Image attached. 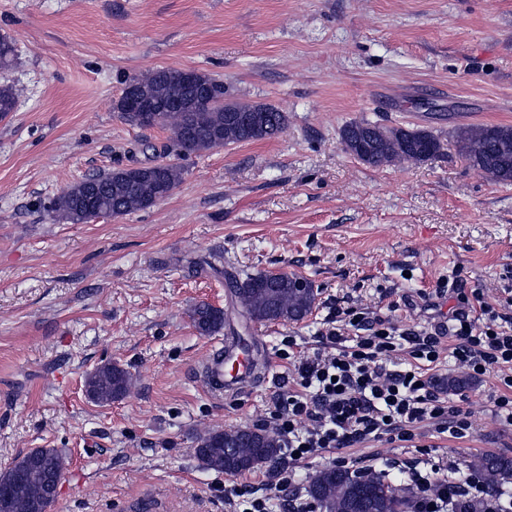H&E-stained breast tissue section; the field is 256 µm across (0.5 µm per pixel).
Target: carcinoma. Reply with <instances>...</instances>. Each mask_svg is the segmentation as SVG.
Listing matches in <instances>:
<instances>
[{"instance_id": "obj_1", "label": "carcinoma", "mask_w": 512, "mask_h": 512, "mask_svg": "<svg viewBox=\"0 0 512 512\" xmlns=\"http://www.w3.org/2000/svg\"><path fill=\"white\" fill-rule=\"evenodd\" d=\"M15 56L12 40L0 36V69L11 65ZM179 69H159L135 77L137 84L151 93L150 103L159 114L156 125L170 132V139L184 155L241 142L271 138L285 131L287 116L272 104L224 101V85L204 73L197 81L184 84L175 79ZM21 89L0 86V114L16 109ZM344 150L361 162L381 167L417 164L444 152V144L421 129L387 128L370 121H353L340 131ZM456 153L470 167L483 171L497 182H512V126H466L453 137ZM183 170L171 164L145 165L135 175L121 169L92 175L57 196L52 212L74 224L82 222L75 210V196L89 185L82 208L99 216L126 215L150 207L158 188L170 193L181 181ZM236 297L249 318L256 322L300 320L312 309L314 285L298 276L274 277L258 272L233 285ZM191 320L202 335L224 326V312L202 303L193 308ZM130 386V375L122 367L106 363L86 379L90 399L109 404L123 397ZM196 454L208 469L237 475L258 464L272 472L284 463L283 449L266 432L246 437L236 434L224 439L222 432H209L196 438ZM468 467L480 474L494 490L512 483V459L499 455L480 456ZM29 471L27 479L13 482L14 469ZM63 459L54 448H35L0 473V485H9L8 496L0 495V512H47L55 499L58 471ZM306 492L320 512H411L408 490L393 485L382 474L370 475L349 468L328 467L308 482Z\"/></svg>"}]
</instances>
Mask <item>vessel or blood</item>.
I'll return each instance as SVG.
<instances>
[{"mask_svg": "<svg viewBox=\"0 0 512 512\" xmlns=\"http://www.w3.org/2000/svg\"><path fill=\"white\" fill-rule=\"evenodd\" d=\"M211 394L234 393L248 387L255 377L252 349L243 348L239 339L228 337L215 349L202 368Z\"/></svg>", "mask_w": 512, "mask_h": 512, "instance_id": "vessel-or-blood-1", "label": "vessel or blood"}]
</instances>
